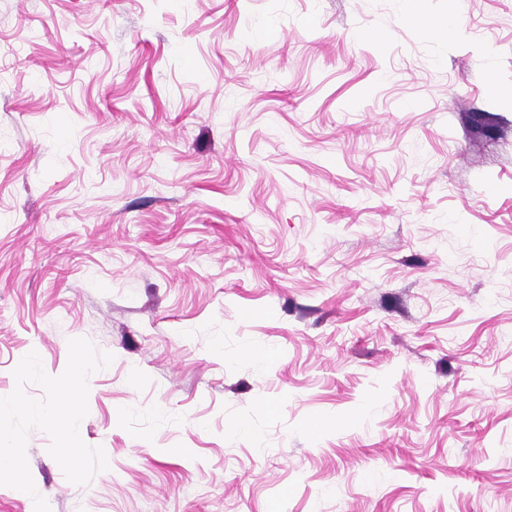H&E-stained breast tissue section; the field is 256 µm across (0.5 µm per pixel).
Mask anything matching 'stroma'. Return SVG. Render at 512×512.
Wrapping results in <instances>:
<instances>
[{"label":"stroma","instance_id":"1","mask_svg":"<svg viewBox=\"0 0 512 512\" xmlns=\"http://www.w3.org/2000/svg\"><path fill=\"white\" fill-rule=\"evenodd\" d=\"M510 97L512 0H0V397L114 356L51 512H512Z\"/></svg>","mask_w":512,"mask_h":512}]
</instances>
